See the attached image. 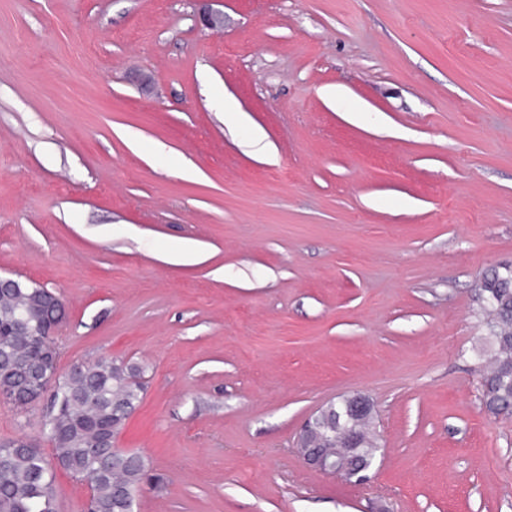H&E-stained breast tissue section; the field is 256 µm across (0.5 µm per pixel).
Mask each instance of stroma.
<instances>
[{
    "label": "stroma",
    "mask_w": 512,
    "mask_h": 512,
    "mask_svg": "<svg viewBox=\"0 0 512 512\" xmlns=\"http://www.w3.org/2000/svg\"><path fill=\"white\" fill-rule=\"evenodd\" d=\"M212 8L0 0V276L63 300L61 369L146 364L135 512H512L478 302L512 266V0ZM353 394L365 484L297 448ZM45 409L0 400V441L51 455Z\"/></svg>",
    "instance_id": "obj_1"
}]
</instances>
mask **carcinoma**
Segmentation results:
<instances>
[{"label": "carcinoma", "instance_id": "1", "mask_svg": "<svg viewBox=\"0 0 512 512\" xmlns=\"http://www.w3.org/2000/svg\"><path fill=\"white\" fill-rule=\"evenodd\" d=\"M492 324V366L483 377L484 405L491 412H512V267L484 278L478 293ZM64 309L47 288H12L0 293V386L36 384L32 365L50 358L51 336H14L12 317L47 322L49 309ZM144 367L101 356L83 363L65 388L52 395V460L37 448L15 442L0 445V512H58L51 461L76 480L93 484L92 512H129L120 487L135 491L148 480L145 461L112 456L107 440L118 433L140 402Z\"/></svg>", "mask_w": 512, "mask_h": 512}]
</instances>
